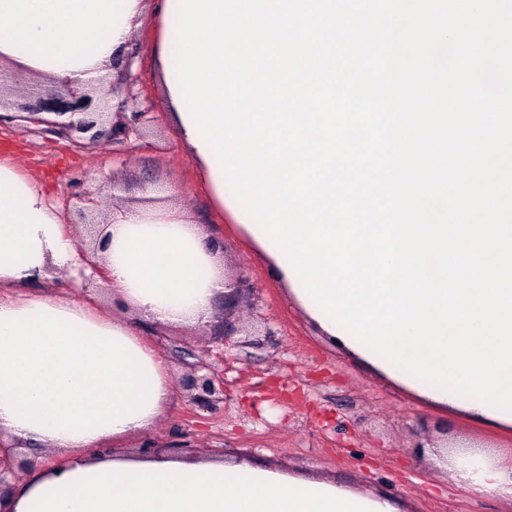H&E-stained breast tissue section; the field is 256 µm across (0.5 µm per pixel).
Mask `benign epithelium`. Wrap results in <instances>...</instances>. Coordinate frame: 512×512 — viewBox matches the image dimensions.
Segmentation results:
<instances>
[{"instance_id":"obj_1","label":"benign epithelium","mask_w":512,"mask_h":512,"mask_svg":"<svg viewBox=\"0 0 512 512\" xmlns=\"http://www.w3.org/2000/svg\"><path fill=\"white\" fill-rule=\"evenodd\" d=\"M113 84L110 77L77 83L69 79H47L31 85L22 91L17 77L0 74V108L19 107L27 113L26 119L35 125H45L50 132L66 140L71 147L83 149L86 145L101 139H124L130 133L125 122L124 102L112 104ZM53 114L54 120L41 117ZM81 217L94 214L103 204L104 196L80 194ZM86 238L78 240L81 261L90 266L103 280L107 279L104 265L95 261L100 246L99 224H85ZM244 276L240 272L224 274V319L241 291ZM183 387L190 393L193 403L201 408L211 409L215 403L224 400V369L205 360L199 361L194 371L183 379ZM37 467V462L20 457L16 448H8L0 442V498L11 488L20 475Z\"/></svg>"}]
</instances>
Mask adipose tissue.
I'll list each match as a JSON object with an SVG mask.
<instances>
[{
    "instance_id": "ef3b65f1",
    "label": "adipose tissue",
    "mask_w": 512,
    "mask_h": 512,
    "mask_svg": "<svg viewBox=\"0 0 512 512\" xmlns=\"http://www.w3.org/2000/svg\"><path fill=\"white\" fill-rule=\"evenodd\" d=\"M174 0H158V64L170 119L216 207L248 226L221 188V172L184 117L170 44ZM144 0H0V61L27 75L87 81L122 61L142 24ZM142 203L115 212L101 255L120 304L165 326L208 321L224 291V264L207 249L185 207ZM77 240L44 188L0 161V431L60 456L17 487L10 512H401L397 500L317 476H295L241 459L98 455L105 442L145 436L168 406L173 384L163 356L125 317L93 303L29 294L54 272L76 269ZM275 280L319 331L347 354L360 351L322 322L279 253L256 239ZM430 405L492 427L512 415L410 383ZM451 479L512 499V472L449 459Z\"/></svg>"
}]
</instances>
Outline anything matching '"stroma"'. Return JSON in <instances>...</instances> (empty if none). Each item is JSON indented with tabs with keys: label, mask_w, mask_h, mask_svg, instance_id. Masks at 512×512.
<instances>
[{
	"label": "stroma",
	"mask_w": 512,
	"mask_h": 512,
	"mask_svg": "<svg viewBox=\"0 0 512 512\" xmlns=\"http://www.w3.org/2000/svg\"><path fill=\"white\" fill-rule=\"evenodd\" d=\"M159 20L146 10L130 43L138 98L125 117L135 132L74 152L43 127L0 124V159L51 188L62 223L83 227L75 193L112 190L114 204L136 198L147 184L163 186L184 204L193 223L224 245L250 290L230 314L238 331L228 343L191 330L144 338L164 357L174 382L166 412L151 435L162 447L191 441L225 459L248 457L284 473L321 476L360 490L387 493L408 512H512V500L458 486L417 444L445 438L487 446L512 467V427L494 428L440 411L399 383L332 344L312 325L239 225L212 205L167 120L156 66ZM224 350V400L210 411L189 401L180 380L201 348Z\"/></svg>",
	"instance_id": "stroma-1"
}]
</instances>
